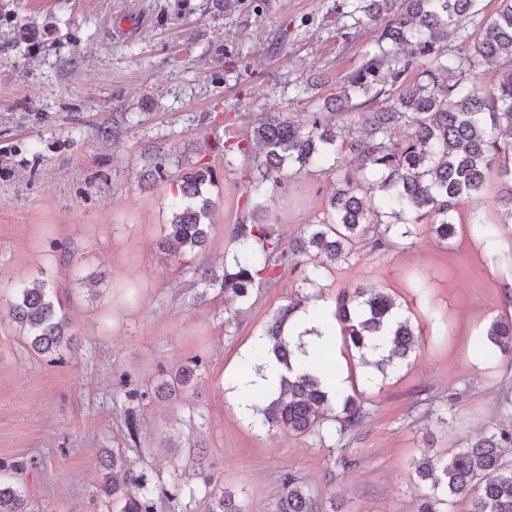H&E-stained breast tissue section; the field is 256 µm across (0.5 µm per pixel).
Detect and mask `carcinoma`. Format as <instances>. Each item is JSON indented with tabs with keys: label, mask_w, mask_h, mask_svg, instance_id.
I'll use <instances>...</instances> for the list:
<instances>
[{
	"label": "carcinoma",
	"mask_w": 512,
	"mask_h": 512,
	"mask_svg": "<svg viewBox=\"0 0 512 512\" xmlns=\"http://www.w3.org/2000/svg\"><path fill=\"white\" fill-rule=\"evenodd\" d=\"M478 0H341L337 11L344 27L378 25L374 44L360 67L333 99L335 109L347 112L353 101L368 105L381 96L385 105L368 113L364 131L336 130L321 121L319 113L305 123H295L280 113H267L250 135L224 142V162L249 155L255 163L245 195L248 216L231 232L233 249L225 255L222 273L196 266L195 283L218 288L241 303L249 302L254 289L279 279L291 260L305 255L312 268L305 277L316 281L328 264H336L362 240L370 225L391 229L400 225L408 236L422 223L441 241L456 233L453 212L463 197H476L492 177L503 185L501 223H512V0H501L498 11L478 25L474 39L466 22L477 16ZM456 40L465 47L474 40L473 53L461 57L448 47ZM508 64L496 87L481 90L471 75L481 68ZM418 69V78L404 75ZM401 126L411 129L403 139L395 136ZM352 162L357 172L379 176L382 193L375 205L361 192L360 183L347 177L331 195L329 209L306 235L284 246L280 237L263 224V199L269 186L282 187L286 170L324 163L330 169ZM217 174L210 166L187 167L175 179L178 192L171 204V220L164 225L163 247L181 257L201 256L208 244L216 206L205 186ZM295 307L283 308L264 332L266 344L256 349L255 360L272 353L292 371L294 351L283 330ZM12 321L30 340L33 351L50 363H61L63 352L78 341L70 318L47 283L16 287L10 306ZM336 317L346 342L362 362L381 373L404 362L418 344L417 334L396 301L378 289L340 294ZM384 336L388 355L371 360L374 341ZM489 353L512 352V318L493 320L483 333ZM200 364L191 360L168 375L158 395L173 400L182 387L197 378ZM330 376L323 358L310 362L302 373L281 378L256 395L255 423L297 435H343L358 426L363 413L352 396L321 386L316 373ZM512 445V432L501 431L467 448L446 455L423 453L413 461L418 478L429 484L418 512H448V501L466 498L469 512H512V467L502 463V448ZM105 482L100 491L112 496L118 512H157L147 490L146 476L131 461L112 453L100 461ZM14 478L0 479V512H33L21 494L19 479L25 467L12 465ZM205 512H244L232 495L222 490L211 497ZM276 512H320L317 501L290 477L276 505Z\"/></svg>",
	"instance_id": "1"
}]
</instances>
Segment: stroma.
I'll return each instance as SVG.
<instances>
[{"mask_svg":"<svg viewBox=\"0 0 512 512\" xmlns=\"http://www.w3.org/2000/svg\"><path fill=\"white\" fill-rule=\"evenodd\" d=\"M342 24L336 0H0V464H26L36 512H112L98 459L115 448L144 472L160 512H204L223 488L247 512H275L290 476L322 512L334 501L418 512L427 488L412 459L512 431V356L477 347L492 320L512 316L499 182L461 199L448 242L426 224L394 228L313 285L302 256L243 306L217 288L196 300L188 263L160 246L179 169L212 166L203 262L221 269L251 170L247 158L225 162L224 138L268 112L304 121L336 95L376 36ZM352 173L313 168L269 190L272 231L291 243ZM37 277L80 337L60 364L36 355L8 315L15 286ZM357 288L395 298L419 340L384 376L336 336L328 361L362 423L321 442L240 414L236 381L272 317L292 304L333 317L337 294ZM194 358L197 379L176 401L157 398L162 373ZM124 379L144 394L133 447Z\"/></svg>","mask_w":512,"mask_h":512,"instance_id":"obj_1","label":"stroma"}]
</instances>
